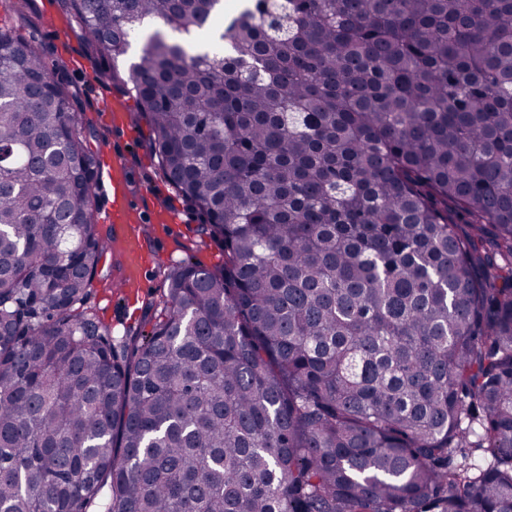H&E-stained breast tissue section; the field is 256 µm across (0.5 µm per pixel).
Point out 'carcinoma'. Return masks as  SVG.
<instances>
[{
	"instance_id": "1",
	"label": "carcinoma",
	"mask_w": 512,
	"mask_h": 512,
	"mask_svg": "<svg viewBox=\"0 0 512 512\" xmlns=\"http://www.w3.org/2000/svg\"><path fill=\"white\" fill-rule=\"evenodd\" d=\"M224 247L164 318L107 244L77 94L0 29V512H512V0H62ZM480 453L485 467L457 461Z\"/></svg>"
}]
</instances>
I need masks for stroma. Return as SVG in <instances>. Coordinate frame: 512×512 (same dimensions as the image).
<instances>
[{
	"label": "stroma",
	"instance_id": "obj_1",
	"mask_svg": "<svg viewBox=\"0 0 512 512\" xmlns=\"http://www.w3.org/2000/svg\"><path fill=\"white\" fill-rule=\"evenodd\" d=\"M62 15L58 0H0V27L34 37L50 69L63 75L71 89L78 92L92 150L100 159H112L123 168L137 204L134 216L147 224L145 245L151 265L143 274V284L141 288L116 293L113 285L120 280L125 257L121 241L104 220L112 208V185L108 179H99L95 188L96 217L108 250L92 288L78 308L109 327L114 337L130 338L135 333L150 331V317L163 314L165 279L172 265L191 256L204 267L217 269L224 265V250L221 245L199 237V214L164 179L142 135L143 122L134 110V100L122 86L130 62L144 46L143 41L133 42L127 55L118 62L104 60L73 27H66L60 36L46 29V18ZM111 69L116 72L112 78L107 75ZM171 215L179 218V226L161 230V221Z\"/></svg>",
	"mask_w": 512,
	"mask_h": 512
}]
</instances>
